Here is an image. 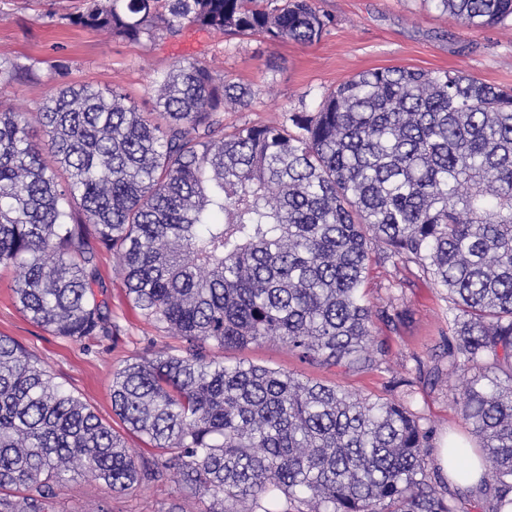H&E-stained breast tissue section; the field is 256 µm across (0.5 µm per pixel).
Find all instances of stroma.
<instances>
[{"mask_svg":"<svg viewBox=\"0 0 512 512\" xmlns=\"http://www.w3.org/2000/svg\"><path fill=\"white\" fill-rule=\"evenodd\" d=\"M334 24L319 42L272 44L258 35L222 36L186 26L174 37L128 41L69 23L80 0H0V62L34 64L32 82L0 80V107L34 112L66 84L118 89L138 111L154 109L153 79L178 61H198L215 75L250 86V105L224 114L226 130L282 122L286 113L315 111L323 96L357 74L377 67L453 70L512 89V26L475 29L434 9L427 0H314ZM100 270L112 320V339L83 343L33 324L14 299L12 269H0V336L35 356L54 380L80 397L110 425L112 373L135 358L178 347L127 300L116 261L100 256ZM374 312L373 337L384 353L377 367L352 372L305 362L278 341L221 350L232 364L248 360L298 377L352 392L394 400L410 397L435 429L437 448L471 434L451 401L464 378L445 368L452 336L448 294L430 277L401 261H371L362 285ZM405 311L403 320L382 319L385 309ZM408 380L391 389V381ZM204 503L169 477L123 495L76 480L58 493L55 512H203Z\"/></svg>","mask_w":512,"mask_h":512,"instance_id":"35a3bbf8","label":"stroma"}]
</instances>
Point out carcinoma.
<instances>
[{
  "label": "carcinoma",
  "instance_id": "obj_1",
  "mask_svg": "<svg viewBox=\"0 0 512 512\" xmlns=\"http://www.w3.org/2000/svg\"><path fill=\"white\" fill-rule=\"evenodd\" d=\"M430 2L468 27L512 23V0ZM70 23L313 44L334 20L313 0H82ZM0 78L35 71L11 62ZM152 86L154 112L74 85L37 130L0 110V268L22 310L75 341L111 336L102 250L132 306L182 342L112 375V413L147 439L144 458L0 336V512H54L76 476L121 495L170 474L220 512H512V91L376 68L314 112L226 133L224 105L252 88L199 62ZM376 246L448 293L453 403L486 471L467 493L431 466L434 428L410 402L214 355L273 340L375 365L360 288Z\"/></svg>",
  "mask_w": 512,
  "mask_h": 512
}]
</instances>
